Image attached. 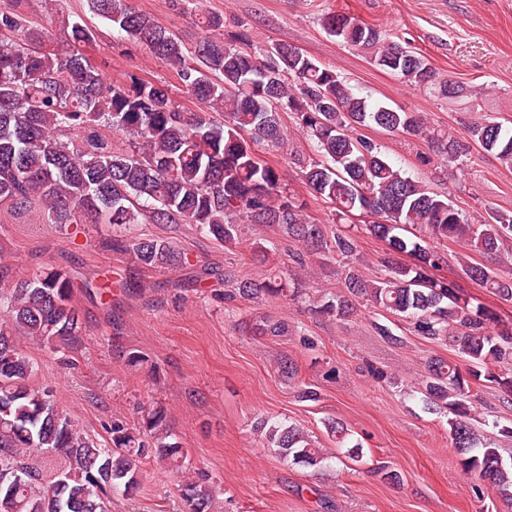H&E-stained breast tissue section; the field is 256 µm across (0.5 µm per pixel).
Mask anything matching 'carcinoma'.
I'll return each mask as SVG.
<instances>
[{"label": "carcinoma", "instance_id": "1", "mask_svg": "<svg viewBox=\"0 0 512 512\" xmlns=\"http://www.w3.org/2000/svg\"><path fill=\"white\" fill-rule=\"evenodd\" d=\"M25 2L13 0V8L0 10V205L12 211L40 206L52 224H70L77 214L112 224H194L226 245L239 242L242 225L262 224L298 245L288 250L283 267L262 280L224 273L226 304L268 297L294 301L295 281L311 257L343 259V290L320 300L318 312L347 323L367 304L408 323L416 335L452 347L455 360L426 359L420 394L428 409H445L449 437L478 501L492 494L511 509L512 460L479 434L471 407L485 383L512 395V332L495 331L492 314L439 274L448 258L424 237L479 254V261L455 256L466 279L512 303V276L491 267L512 256V213L494 210L476 222L465 219L449 196L406 176L356 130L374 125L425 139L431 153L421 158L423 164L458 166L472 147L511 165L512 128L487 117L470 124L469 141L461 143L430 128L418 113L355 95L336 70L294 47L252 48L241 35L225 36L217 16L202 19L203 35L188 45L130 0H90L92 11L117 25L127 40L175 69L189 95L222 113L217 123L180 111L164 85L136 77L112 84L81 53L43 46L44 38L26 26ZM322 24L329 36L406 83L434 86L452 99L463 91L373 24L338 11L325 14ZM282 112L292 113L313 143V156L289 148L309 192L331 204L341 220L360 217L385 244L383 279L365 278L357 239L310 221L305 205L285 192L280 170L253 149L257 143L277 151L286 147ZM117 134L128 139L127 146L114 144ZM112 250L148 269L185 262L170 237L115 239ZM5 281L10 291L0 293V512H109L113 493L140 487V464L147 457L171 470L186 512H210L206 476L183 475V448L171 441L162 405L144 408L135 428L113 421L109 439L100 442L57 405L52 389L30 385L37 363L21 348L24 342L59 349L66 366L78 365L82 320L70 276L52 266L16 279L12 268L0 264V284ZM242 325L253 336L288 335V323L270 315ZM279 369L298 379L299 398L319 399L317 386L298 378L293 358L281 357ZM324 426L345 452H326L307 431L285 421L262 420L256 431L280 457L315 471L333 459L363 461L362 445L343 423L329 419ZM31 452L61 460L51 480L43 481L29 462Z\"/></svg>", "mask_w": 512, "mask_h": 512}]
</instances>
